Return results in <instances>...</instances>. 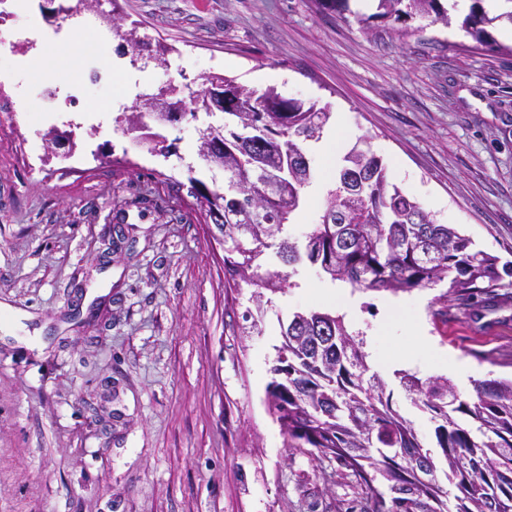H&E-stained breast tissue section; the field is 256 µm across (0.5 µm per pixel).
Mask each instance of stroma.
<instances>
[{"label": "stroma", "instance_id": "35a3bbf8", "mask_svg": "<svg viewBox=\"0 0 512 512\" xmlns=\"http://www.w3.org/2000/svg\"><path fill=\"white\" fill-rule=\"evenodd\" d=\"M67 21L39 0H0L17 31L0 46V512H336L351 488L323 480L316 456L287 448L266 388L293 313L321 309L317 267L269 258L287 275L270 293L229 287L224 249L200 215L189 175L205 113L160 128L165 152L128 131L138 95L167 83L182 96L220 73L256 92L274 86L351 127L388 179L474 249L512 263V41L475 48L459 25L424 18L358 21L314 0H71ZM117 11L121 27L96 14ZM169 51L131 64L123 33ZM90 38L77 42L79 32ZM120 60L110 85L89 65ZM77 128L68 157L45 134ZM447 283L356 289L344 324L385 383L393 410L434 446V425L400 379L445 377L464 400L512 378V287L469 302ZM404 304L433 351L413 345ZM464 364L449 369L448 355Z\"/></svg>", "mask_w": 512, "mask_h": 512}]
</instances>
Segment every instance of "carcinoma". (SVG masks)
<instances>
[{
	"instance_id": "cac0c4a2",
	"label": "carcinoma",
	"mask_w": 512,
	"mask_h": 512,
	"mask_svg": "<svg viewBox=\"0 0 512 512\" xmlns=\"http://www.w3.org/2000/svg\"><path fill=\"white\" fill-rule=\"evenodd\" d=\"M416 17L452 23L441 0H377V12L359 22L401 23ZM497 21L512 24V6L491 16L484 0H471L461 29L484 47L492 43L491 28ZM215 82L234 85L224 75L208 76L190 96L191 117L205 109V90ZM241 108L265 145L234 132L223 138L224 154L238 157L233 169L224 170V181L246 180L248 192L226 195L214 189L196 194L201 213L224 236V275L233 287L254 285L272 294L288 288L287 276L259 273L270 250L284 265L306 260L330 280L354 288L407 290L447 279L459 300L512 276V267L500 268L496 258L469 250L470 239L434 223L389 184L385 166L375 156L363 165L369 180L364 190L347 192L338 181L328 191L321 221L299 248L286 228L303 204V189L314 179L311 165L293 170L288 190L272 200L262 197V179L288 168L291 155H304L301 143L319 139L331 115L314 103L282 99L274 87L243 100ZM282 336L267 397L286 447L313 448L336 461V476L355 490L361 512H512V381H483L476 400L467 402L442 377H401L414 403L436 423L434 436L442 452L437 460L411 424L392 409L384 382L367 375L359 343L340 318L328 312H297ZM450 496L453 510L448 507Z\"/></svg>"
}]
</instances>
